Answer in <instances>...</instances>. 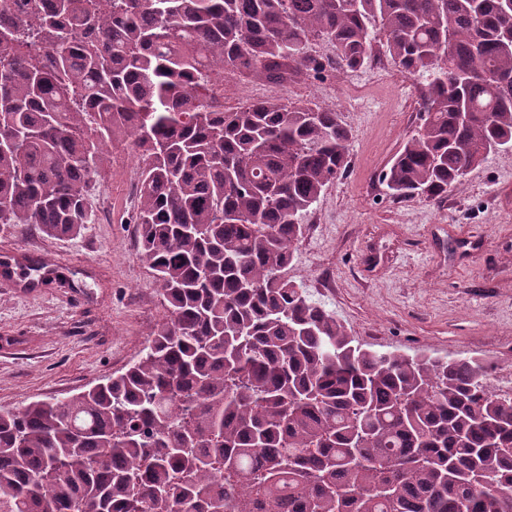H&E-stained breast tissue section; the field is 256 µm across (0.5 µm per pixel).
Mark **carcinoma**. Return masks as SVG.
<instances>
[{"label": "carcinoma", "mask_w": 512, "mask_h": 512, "mask_svg": "<svg viewBox=\"0 0 512 512\" xmlns=\"http://www.w3.org/2000/svg\"><path fill=\"white\" fill-rule=\"evenodd\" d=\"M381 49L422 123L381 179L435 198L512 148V0H0V227L73 237L128 138L167 318L93 388L0 413V512H512V398L478 357L362 347L288 278L349 166L332 108L211 94Z\"/></svg>", "instance_id": "obj_1"}]
</instances>
